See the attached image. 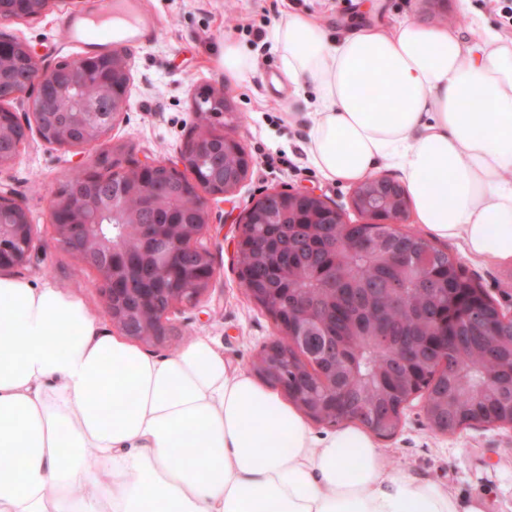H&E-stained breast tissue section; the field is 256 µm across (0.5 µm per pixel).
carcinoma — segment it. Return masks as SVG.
<instances>
[{"label": "carcinoma", "mask_w": 512, "mask_h": 512, "mask_svg": "<svg viewBox=\"0 0 512 512\" xmlns=\"http://www.w3.org/2000/svg\"><path fill=\"white\" fill-rule=\"evenodd\" d=\"M83 185L82 206L91 229L138 254L141 242L125 215L141 197L112 193L121 206L105 214L95 200L110 192L102 178L73 171L60 186ZM193 199L170 196L151 211L154 224L191 218ZM248 239L265 250L239 253V273L276 308L287 328L301 321L312 334L288 350L275 345L258 376L288 383V400L317 421L357 422L379 436L393 434L404 404L425 393L430 427L453 434L474 419L512 424V318L468 277L458 258L418 234L394 233L386 224L336 223V214L306 199L281 195L272 209L253 212ZM406 253L389 265L382 250H357L361 236ZM402 300L390 303L392 286ZM480 306L485 322L465 325Z\"/></svg>", "instance_id": "1"}]
</instances>
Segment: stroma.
<instances>
[{"instance_id": "stroma-1", "label": "stroma", "mask_w": 512, "mask_h": 512, "mask_svg": "<svg viewBox=\"0 0 512 512\" xmlns=\"http://www.w3.org/2000/svg\"><path fill=\"white\" fill-rule=\"evenodd\" d=\"M92 3L62 0L45 16L1 24L0 32L26 41L45 64L71 62L84 50L69 39L64 18ZM510 6L512 0H470L462 12L458 0H447L446 10L455 34L471 44L488 27L511 39L512 26L504 20ZM143 8L155 16L156 33L148 44L127 49L130 106L100 148L68 152L34 139L10 168L0 171V182L15 190L34 221L32 259L12 276L34 286L49 282L76 294L101 326H109L94 270L54 240L48 195L77 164H94L103 149L123 148L126 163L174 157L198 123L191 109L194 90L203 85L224 87L231 95L232 111L211 116L209 123L220 132L232 116H240L236 132L254 165L234 194L209 202L212 222L202 243L212 254L216 274L207 293L198 304L174 309L172 336L148 352L169 356L192 337L207 335L232 366L248 370L279 333L273 319L240 284L236 241L243 211L267 191L306 190L335 205L345 221H363L351 202L353 185L323 178L307 160L308 114L315 96L309 87L284 79L272 39L275 25L287 15L302 14L336 38L346 31L403 20L436 25L438 9L431 0H143ZM228 41L256 59L258 71L251 79L239 81L225 74ZM270 153L281 157V164L268 167L264 157ZM438 247L461 258L467 274L512 316V263L464 259L454 240L440 241ZM378 444L397 471L434 480L464 496L484 498L487 512H512V426L476 423L453 434L437 433L429 426L424 398L415 397L405 403L396 433L379 438Z\"/></svg>"}]
</instances>
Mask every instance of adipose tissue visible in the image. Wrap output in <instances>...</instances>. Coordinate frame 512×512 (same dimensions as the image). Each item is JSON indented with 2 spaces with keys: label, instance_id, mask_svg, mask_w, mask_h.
Segmentation results:
<instances>
[{
  "label": "adipose tissue",
  "instance_id": "obj_1",
  "mask_svg": "<svg viewBox=\"0 0 512 512\" xmlns=\"http://www.w3.org/2000/svg\"><path fill=\"white\" fill-rule=\"evenodd\" d=\"M310 86L309 162L362 183L402 173L419 224L512 262V40L401 22L329 38L274 30ZM478 111H471V104ZM0 512H486L395 470L359 425L319 434L208 336L155 358L78 296L0 277Z\"/></svg>",
  "mask_w": 512,
  "mask_h": 512
}]
</instances>
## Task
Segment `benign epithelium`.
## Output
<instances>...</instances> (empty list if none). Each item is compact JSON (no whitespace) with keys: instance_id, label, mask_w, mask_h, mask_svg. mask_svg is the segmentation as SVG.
Here are the masks:
<instances>
[{"instance_id":"obj_1","label":"benign epithelium","mask_w":512,"mask_h":512,"mask_svg":"<svg viewBox=\"0 0 512 512\" xmlns=\"http://www.w3.org/2000/svg\"><path fill=\"white\" fill-rule=\"evenodd\" d=\"M19 46L26 55L27 73L24 79L5 91L0 88V171L12 166L20 148L33 137L60 150H86L94 147L103 138L99 129L86 127L75 132L72 128L53 123L51 135L45 134V122L55 113L49 111L56 104L65 112H94L97 99H78L75 92L82 82L74 75L89 68L92 55L78 58L71 67L73 77L65 83H55L57 67L41 64L30 47L22 40L0 34V72L8 66L5 51ZM9 100L23 106L24 112H9V120L3 119L4 101ZM224 142L231 151L241 158L237 174L224 181V187L213 188L198 179L182 181V170L189 168L190 159L210 151V138L194 131L183 144L176 159H150L133 161L127 167L112 173V179L125 185L131 193H138L144 200L143 208L150 211L157 202L167 197L169 187L158 186L146 193L143 184L148 174L159 169L170 174L174 181L182 183L186 192L194 197L195 220L192 224L176 222L170 226L166 237L157 236V226L144 219V215H133L128 221L137 227L143 245L162 254L165 263L157 266V272L166 276L169 264L174 262L183 267L201 265L206 273L193 282L191 288H172L168 303L154 307L150 304L145 288L143 273L136 267L128 269L125 287H112L113 243L112 236L102 233L92 234L86 224H57L55 214L65 208L76 207V188L65 192L53 191L48 200L50 222L53 223L54 239L65 251L90 266L101 285L103 307L120 334L144 345L157 346L167 342L171 335L169 315L179 305H196L208 291L215 277L210 252L200 246L199 240L210 224L209 200L216 196L233 193L252 166V158L239 152L240 142L231 124L225 125ZM353 206L362 210L364 223L387 224L395 229L407 216L408 204L404 188L398 181L387 176L376 179L368 187L358 186L353 195ZM19 215V224H0V270H15L25 266L31 259L34 248V227L29 212L17 198L12 188L0 183V218L4 215Z\"/></svg>"}]
</instances>
